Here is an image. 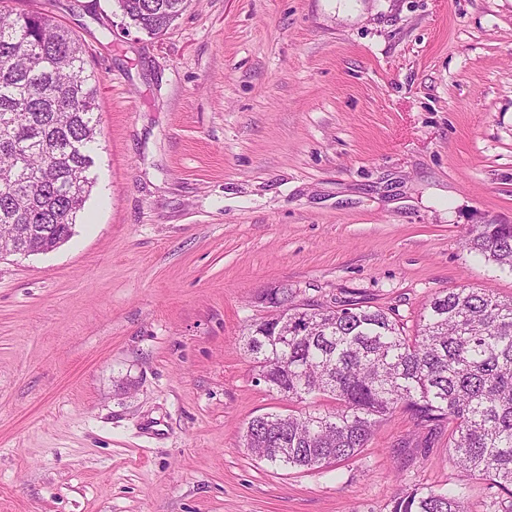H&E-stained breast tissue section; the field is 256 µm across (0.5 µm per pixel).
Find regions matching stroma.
Returning <instances> with one entry per match:
<instances>
[{"label":"stroma","mask_w":512,"mask_h":512,"mask_svg":"<svg viewBox=\"0 0 512 512\" xmlns=\"http://www.w3.org/2000/svg\"><path fill=\"white\" fill-rule=\"evenodd\" d=\"M59 20L98 77L96 181L72 237L0 254V512H388L448 488V431L399 411L357 457L256 460L289 409L245 346L280 284L394 309L512 297L468 252L512 224V0H190L161 36L116 0Z\"/></svg>","instance_id":"stroma-1"}]
</instances>
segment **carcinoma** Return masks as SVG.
Returning a JSON list of instances; mask_svg holds the SVG:
<instances>
[{
	"label": "carcinoma",
	"mask_w": 512,
	"mask_h": 512,
	"mask_svg": "<svg viewBox=\"0 0 512 512\" xmlns=\"http://www.w3.org/2000/svg\"><path fill=\"white\" fill-rule=\"evenodd\" d=\"M188 0H118L130 24L157 36ZM97 80L82 45L57 20L0 10V252L13 225L45 224L25 248L49 251L70 238L94 186ZM465 247L512 271V224H480ZM307 334L261 335L246 348L270 391L303 403L320 395L331 410L265 413L251 419L244 447L261 461L312 469L362 452L399 409L420 429H450L448 448L464 481L485 477L512 512V298L476 288L434 295L410 336L393 310L341 300L293 310ZM389 512H468L463 487L404 488Z\"/></svg>",
	"instance_id": "obj_1"
}]
</instances>
